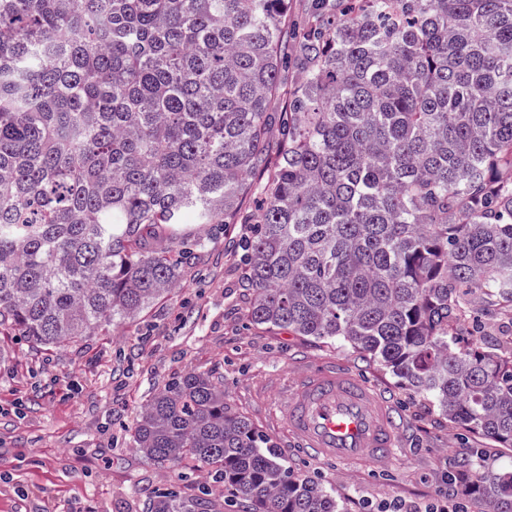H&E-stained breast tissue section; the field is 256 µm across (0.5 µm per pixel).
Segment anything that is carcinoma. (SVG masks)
<instances>
[{
	"mask_svg": "<svg viewBox=\"0 0 512 512\" xmlns=\"http://www.w3.org/2000/svg\"><path fill=\"white\" fill-rule=\"evenodd\" d=\"M288 4L0 0V334L60 348L133 320L200 228L251 224L253 323L348 344L512 447V339L479 316L449 330L476 299L512 302V0H314L301 28ZM132 443L196 460L245 512H340L211 371L167 382ZM469 482L480 512H512V470ZM209 494L146 512H208ZM294 60L288 64V72L283 74V84L280 90V97L273 102L270 113V132H269V146L271 156L275 157L280 147V130L281 124L288 105V92L291 90L294 79Z\"/></svg>",
	"mask_w": 512,
	"mask_h": 512,
	"instance_id": "cac0c4a2",
	"label": "carcinoma"
}]
</instances>
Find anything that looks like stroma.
Here are the masks:
<instances>
[{"instance_id": "35a3bbf8", "label": "stroma", "mask_w": 512, "mask_h": 512, "mask_svg": "<svg viewBox=\"0 0 512 512\" xmlns=\"http://www.w3.org/2000/svg\"><path fill=\"white\" fill-rule=\"evenodd\" d=\"M251 227L204 229L207 246L181 284L134 321L58 350L0 335V512H146L181 472L184 497L207 474L192 459L171 468L131 446L142 407L165 383L193 370L224 382V400L298 472L331 490L342 512L399 504L405 512L476 505L453 477L472 449L512 469V447L467 432L406 390L372 359L338 342L251 322L242 287V243ZM334 362L359 374L401 417L393 456L330 464L289 440L281 411L300 369ZM178 482V481H177Z\"/></svg>"}]
</instances>
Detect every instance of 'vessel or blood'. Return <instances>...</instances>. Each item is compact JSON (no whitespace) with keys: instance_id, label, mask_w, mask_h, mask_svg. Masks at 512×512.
I'll use <instances>...</instances> for the list:
<instances>
[{"instance_id":"vessel-or-blood-1","label":"vessel or blood","mask_w":512,"mask_h":512,"mask_svg":"<svg viewBox=\"0 0 512 512\" xmlns=\"http://www.w3.org/2000/svg\"><path fill=\"white\" fill-rule=\"evenodd\" d=\"M286 416L294 438L318 460L383 462L396 443L393 409L342 367L304 369L286 402Z\"/></svg>"}]
</instances>
